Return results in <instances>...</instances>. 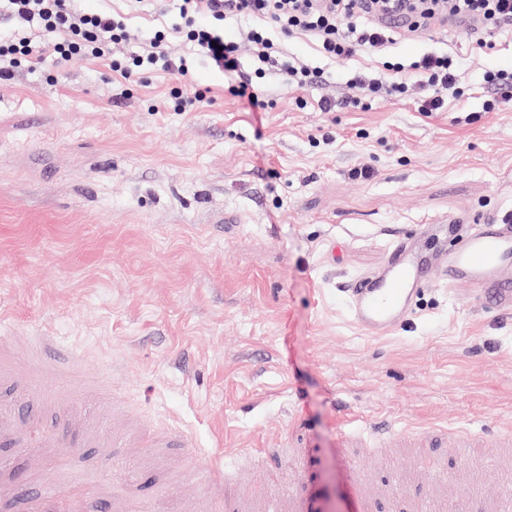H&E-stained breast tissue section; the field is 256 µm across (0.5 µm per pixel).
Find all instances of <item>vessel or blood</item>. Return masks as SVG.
<instances>
[{"mask_svg": "<svg viewBox=\"0 0 512 512\" xmlns=\"http://www.w3.org/2000/svg\"><path fill=\"white\" fill-rule=\"evenodd\" d=\"M449 283L482 282L496 303L512 307V216L477 221L464 246L446 258L424 256L411 237L395 240L386 265L360 276L346 286L351 317L367 332L388 329L408 315L415 293L429 287L431 278ZM25 370L0 365V389L10 397L0 400V423L10 430L7 444L16 453L33 448H73L81 444L84 427L80 407L88 384L82 383L79 355L59 346L55 337L31 339ZM167 433L139 429L133 438L113 440L116 448H153L166 441ZM297 451L303 461L297 479L308 487L307 496L293 491H272L266 512H331L328 503L314 493L313 451L302 443ZM189 478L203 496L222 500L224 468L199 455L187 465ZM23 501L26 512H138L144 492L126 493V482L111 467L88 468L66 490L39 479L0 488V512H9L14 501Z\"/></svg>", "mask_w": 512, "mask_h": 512, "instance_id": "b4317fda", "label": "vessel or blood"}]
</instances>
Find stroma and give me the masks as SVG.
Instances as JSON below:
<instances>
[{
    "mask_svg": "<svg viewBox=\"0 0 512 512\" xmlns=\"http://www.w3.org/2000/svg\"><path fill=\"white\" fill-rule=\"evenodd\" d=\"M78 10L128 15L125 51L156 31L185 48L175 0L129 14L126 0ZM448 52L461 93L440 112L416 94L323 112L348 95L355 64L323 83L263 89L252 111L228 78L192 54L186 93L159 70L133 81L111 59H46L0 80V334L16 360L36 329L85 355L84 377L124 367V413L183 432L188 449H147L139 472L188 507L189 449L247 472L231 490L242 512L296 481L286 451L303 431L316 486L343 498L348 463L372 512H501L512 491V309L465 286L434 282L384 336L351 321L344 285L382 268L398 235L432 252L463 245L423 228L451 215L512 208V101L486 111L482 75L512 69V35L477 49L435 23L398 41L391 59ZM447 431L443 447L410 430ZM482 454L480 470L460 465Z\"/></svg>",
    "mask_w": 512,
    "mask_h": 512,
    "instance_id": "1",
    "label": "stroma"
}]
</instances>
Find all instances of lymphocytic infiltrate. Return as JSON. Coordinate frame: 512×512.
Masks as SVG:
<instances>
[{
  "mask_svg": "<svg viewBox=\"0 0 512 512\" xmlns=\"http://www.w3.org/2000/svg\"><path fill=\"white\" fill-rule=\"evenodd\" d=\"M73 0H0V13L13 21V29L0 35V77L9 76L21 61L38 64L45 55L60 63L76 58H111L112 68L124 78L141 80L156 69L172 73L179 81L189 76L185 57L173 55L166 34H159L125 59H112V47L127 36L125 19L107 12L84 13ZM402 12L410 17L407 34L424 24L460 20L467 22L478 48L490 46L492 35L512 33V0H180L181 29L188 44L199 48L212 68L232 74L229 92L247 99L256 112L273 102L260 87L261 80L281 78L298 88L321 83L322 68L290 57L286 39L311 38L318 52L338 63L359 54L377 55L394 43L395 31L383 18ZM246 20L238 39L224 37V28ZM249 45L254 67L240 68V48ZM460 75L454 56L428 52L418 60L390 64L388 72L356 70L346 85L354 89L352 106L405 94L419 88V111L439 112L449 97L459 93Z\"/></svg>",
  "mask_w": 512,
  "mask_h": 512,
  "instance_id": "f902f5d3",
  "label": "lymphocytic infiltrate"
}]
</instances>
